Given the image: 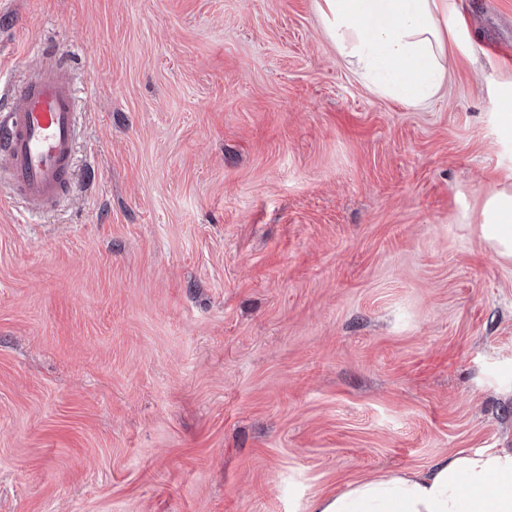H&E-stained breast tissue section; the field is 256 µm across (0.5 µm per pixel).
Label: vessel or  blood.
<instances>
[{
	"instance_id": "b4317fda",
	"label": "vessel or blood",
	"mask_w": 512,
	"mask_h": 512,
	"mask_svg": "<svg viewBox=\"0 0 512 512\" xmlns=\"http://www.w3.org/2000/svg\"><path fill=\"white\" fill-rule=\"evenodd\" d=\"M78 132L75 90L60 59L42 57L0 109V178L29 212H47L67 196Z\"/></svg>"
}]
</instances>
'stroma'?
<instances>
[{"instance_id":"obj_1","label":"stroma","mask_w":512,"mask_h":512,"mask_svg":"<svg viewBox=\"0 0 512 512\" xmlns=\"http://www.w3.org/2000/svg\"><path fill=\"white\" fill-rule=\"evenodd\" d=\"M426 106L374 93L313 0H0V98H80L67 200L0 185V512H309L512 448V0ZM491 103L497 117L499 130L504 136L510 138L512 134V81L497 83ZM512 189L492 187L486 195L478 224H493L487 239L512 248Z\"/></svg>"}]
</instances>
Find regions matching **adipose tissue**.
Returning <instances> with one entry per match:
<instances>
[{
    "instance_id": "obj_1",
    "label": "adipose tissue",
    "mask_w": 512,
    "mask_h": 512,
    "mask_svg": "<svg viewBox=\"0 0 512 512\" xmlns=\"http://www.w3.org/2000/svg\"><path fill=\"white\" fill-rule=\"evenodd\" d=\"M339 58L378 94L418 108L445 83L442 59L468 35L460 0H314ZM480 223L512 248V189L492 187ZM311 512H512V450H461L427 470L356 481Z\"/></svg>"
}]
</instances>
